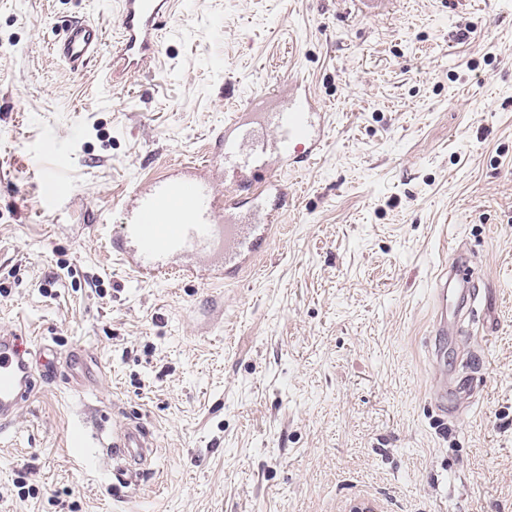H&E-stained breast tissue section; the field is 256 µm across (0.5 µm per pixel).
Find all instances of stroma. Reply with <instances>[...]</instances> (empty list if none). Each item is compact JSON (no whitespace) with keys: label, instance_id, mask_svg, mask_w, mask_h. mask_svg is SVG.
<instances>
[{"label":"stroma","instance_id":"35a3bbf8","mask_svg":"<svg viewBox=\"0 0 512 512\" xmlns=\"http://www.w3.org/2000/svg\"><path fill=\"white\" fill-rule=\"evenodd\" d=\"M182 2L113 83L53 45L76 21L112 38L119 0H0V327L78 355L0 425V512H512V0ZM295 77L328 142L266 252L223 284L134 280L117 204ZM456 249L479 288L448 371L473 395L444 424L429 310ZM131 418L156 439L138 483L67 446ZM44 195L50 206H53L64 191V183L59 170L54 166L47 168L43 174Z\"/></svg>","mask_w":512,"mask_h":512}]
</instances>
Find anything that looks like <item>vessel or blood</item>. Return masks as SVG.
<instances>
[{"label":"vessel or blood","instance_id":"obj_1","mask_svg":"<svg viewBox=\"0 0 512 512\" xmlns=\"http://www.w3.org/2000/svg\"><path fill=\"white\" fill-rule=\"evenodd\" d=\"M116 21L119 36L110 50L111 75H123L162 53L160 32L172 10L171 0H120ZM101 27L75 22L56 43L59 56L79 66L99 55ZM327 114L313 94L294 85L286 102L263 115L255 127L239 115L224 121L214 138L216 160H203L158 173L150 182L134 187L120 206V221L108 237V247L122 265L141 282L167 277L180 280L207 278L223 282L250 267L265 251L273 230L288 209L282 176L289 167L313 164L327 144ZM222 164L237 185L265 186L275 205L251 197L223 195L221 181L211 176ZM472 273L469 258L456 252L435 275L433 288V364L446 367L449 342L455 341L460 322L470 309ZM61 360L52 346L33 349L25 336L0 330V423L10 421L20 404L36 397L42 381L55 379ZM469 393L462 382L443 385L437 398L440 411L460 403ZM75 452L101 449L128 474L154 448L149 429L124 423L111 434L75 428L69 438Z\"/></svg>","mask_w":512,"mask_h":512}]
</instances>
